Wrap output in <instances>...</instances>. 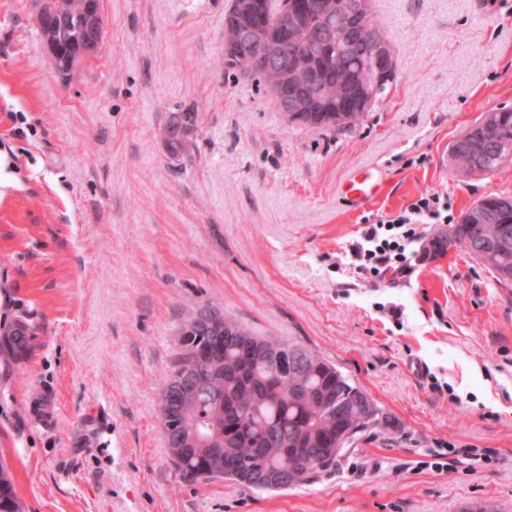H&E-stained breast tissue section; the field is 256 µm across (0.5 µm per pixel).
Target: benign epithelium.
Returning a JSON list of instances; mask_svg holds the SVG:
<instances>
[{"instance_id":"1","label":"benign epithelium","mask_w":512,"mask_h":512,"mask_svg":"<svg viewBox=\"0 0 512 512\" xmlns=\"http://www.w3.org/2000/svg\"><path fill=\"white\" fill-rule=\"evenodd\" d=\"M36 23L44 26L50 16L58 12V0H37ZM238 12L224 18V28L238 31L235 41L224 44V51L241 61L242 70L251 72L257 57L274 63L281 72V80L273 87V94L283 101V111L289 119L313 118L320 111L317 100L300 88L298 69L293 54L288 52L289 28L307 17L304 0H281L275 11L270 0H239ZM368 8L366 0L358 3H336L325 9L319 20L321 29L336 34V46L357 61L369 56L374 62V72L363 81L359 73L352 79L357 83L359 98L347 102L337 115H328L333 123H341L369 109L370 86L394 80L397 75L396 53L391 45L368 32L364 17ZM82 29L73 48L65 51L60 46L46 42L44 48L50 59L53 73L66 79L98 55L105 38V24L101 0H84ZM512 210V195L501 194L495 209L470 207L462 214L464 224H489L497 216Z\"/></svg>"}]
</instances>
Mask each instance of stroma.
Wrapping results in <instances>:
<instances>
[{
  "instance_id": "stroma-1",
  "label": "stroma",
  "mask_w": 512,
  "mask_h": 512,
  "mask_svg": "<svg viewBox=\"0 0 512 512\" xmlns=\"http://www.w3.org/2000/svg\"><path fill=\"white\" fill-rule=\"evenodd\" d=\"M228 3L103 0L104 45L63 82L35 0H0V329L35 328L0 370V459L25 512H512V286L429 253L431 224L402 281H367L345 256L365 220L420 194L456 216L512 194V161L448 168L462 131L512 106V0H373L397 76L337 135L225 79ZM183 117L175 154L164 130ZM360 166L386 191L354 207L341 186ZM207 305L316 348L387 424L287 491L183 479L159 408L179 324ZM452 445L496 460L422 467Z\"/></svg>"
}]
</instances>
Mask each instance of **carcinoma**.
<instances>
[{
	"label": "carcinoma",
	"instance_id": "obj_1",
	"mask_svg": "<svg viewBox=\"0 0 512 512\" xmlns=\"http://www.w3.org/2000/svg\"><path fill=\"white\" fill-rule=\"evenodd\" d=\"M83 0H58L62 22H46L39 38L48 35L62 44L74 36ZM351 61L334 63V76L320 85L321 98L336 101L345 95V71ZM257 87L269 92L279 73L270 65L253 74ZM498 142L512 146V107L489 110ZM473 127L461 132L450 147V167L459 171L458 145L471 140ZM479 174L495 172L502 165L497 142L483 147ZM505 240L488 267L495 281L512 285V213L500 224H448L429 239L436 256L448 253L455 243L493 245ZM34 327L18 320L0 336V359L9 368L25 352ZM179 349L165 376L162 400L170 415L160 412L161 426L171 461L182 476L195 481L230 479L258 491L266 461L288 466L293 473L287 488L305 482L312 474L334 464L340 453L336 440L343 431L352 439L373 423L362 408L352 407L340 418L330 414L327 403L343 388H355L350 379L309 346L294 340L258 336L213 307L187 316L178 330ZM280 366L268 364L270 353ZM0 512H23L9 472L0 463Z\"/></svg>",
	"mask_w": 512,
	"mask_h": 512
}]
</instances>
